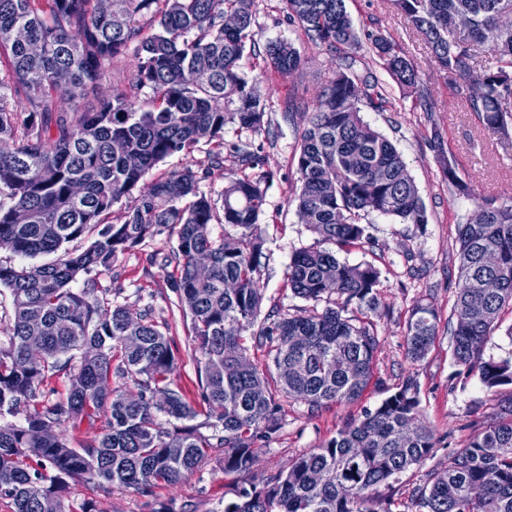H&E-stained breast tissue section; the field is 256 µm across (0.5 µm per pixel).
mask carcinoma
Here are the masks:
<instances>
[{
	"mask_svg": "<svg viewBox=\"0 0 512 512\" xmlns=\"http://www.w3.org/2000/svg\"><path fill=\"white\" fill-rule=\"evenodd\" d=\"M97 2L0 0L7 70L0 77V141L12 143L0 153V242L21 259L0 261V287L9 289L14 311L8 346L0 347V415H23L0 424V497L14 512H43L47 501L64 512L62 496L76 478L104 491L148 495L158 483L175 485L200 470L210 448L219 450L225 474H248L281 428L280 398L313 413L357 400L380 344V272L369 262L349 265L337 253L371 245V213L428 223L400 153L359 115L362 104L386 110L383 84L372 72L351 73L364 48L432 112L404 48L373 33L362 42L345 0H281L288 22L311 45L337 53L340 64L314 106L288 104L307 114L294 154L301 187L292 202L320 243L292 256L288 286L312 309L262 314L268 173L261 148L224 141L226 126L257 133L272 111L240 67L245 53L257 52L256 0H112L108 13ZM392 2L454 78L477 127L512 138V24L502 23L512 17V0ZM226 12L241 18L239 28H224ZM478 44L498 54V65L471 83ZM130 48L137 63L125 89L81 109L88 88ZM262 60L264 71L283 76L302 62L284 41L267 44ZM58 72L71 76L68 111L55 100ZM145 89L153 97L142 107ZM202 141L212 145L205 171L190 163L134 194L155 166ZM433 148L448 192L470 195L437 132ZM226 156L239 172L217 200L200 183L224 167ZM124 198L120 223H110ZM164 230L176 241L164 263L175 264L168 284L190 317L198 401L171 379L177 357L151 310L133 319L121 305L104 307L98 295V275ZM86 236L84 250L64 249ZM456 243L458 291L448 319L455 363L478 371L489 390L511 385L512 358L486 360L483 353L500 311L512 306V200L482 199L457 225ZM52 253L51 262H27ZM80 279L83 288H72ZM437 333L436 311L413 305L407 357L423 359ZM247 336L268 348L272 365L250 360ZM60 372L69 378L66 392L43 397ZM127 379L138 388L137 402L112 385ZM419 405L418 382L409 377L287 469L234 489L224 512H376L379 490L437 448ZM412 502L420 512H512V397L448 455V468L414 488Z\"/></svg>",
	"mask_w": 512,
	"mask_h": 512,
	"instance_id": "1",
	"label": "carcinoma"
}]
</instances>
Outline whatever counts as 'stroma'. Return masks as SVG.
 <instances>
[{
  "mask_svg": "<svg viewBox=\"0 0 512 512\" xmlns=\"http://www.w3.org/2000/svg\"><path fill=\"white\" fill-rule=\"evenodd\" d=\"M346 6L359 32L380 33L404 45L436 102L433 116H426L416 108L414 98L405 96L402 88L385 74L381 80L391 108L376 112L365 107L360 112L397 147L429 215L425 224H401L370 214L369 232L374 246L356 247L342 256L351 265L374 263L381 273L380 346L370 385L357 401L331 404L315 413L309 412L304 403L285 402L282 427L250 474L227 475L212 463L179 484L155 485L148 500L132 491L106 492L95 484L76 481L64 497L65 512H148L151 502L171 505L175 512H223L235 485L261 482L270 473L287 467L297 455L329 441L346 422L376 407L397 384L411 376L419 383L420 407L427 425L438 435L446 436L447 443L388 490V497L404 510L411 504L414 487L424 483L431 471L447 467L449 451L462 447L470 434L491 422L493 393L482 384L478 373H465L456 365L448 336V316L458 285L456 227L472 217L478 198L512 197V143L480 133L457 99L447 73L435 63L428 45L390 0H346ZM255 9L253 32L257 46L275 40L291 42L301 54L302 66L282 77L264 72L260 58L244 55L243 71L255 79V88L262 97L274 100L276 108L266 118L265 131L243 134L229 125L224 129V138L229 142L245 139L263 148L264 169L270 175L266 193L268 221L262 226L263 308L300 315L307 303L289 289L287 268L297 250L316 246L318 236L289 204L290 197L300 188L293 156L306 115L287 113L286 106L295 96L314 100L320 85L334 76L336 56L308 44L300 30L288 24L279 0H256ZM436 130L454 155L460 174L473 186L475 198L449 194L429 146ZM172 246L163 233L135 252L119 257L110 272L100 275V295L109 304L126 306L132 316L148 309L155 321L168 324V337L179 358L174 381L191 397L197 391V376L189 321L168 288V272L161 266ZM417 303L435 309L439 324L428 355L415 363L406 356L405 323Z\"/></svg>",
  "mask_w": 512,
  "mask_h": 512,
  "instance_id": "stroma-1",
  "label": "stroma"
}]
</instances>
